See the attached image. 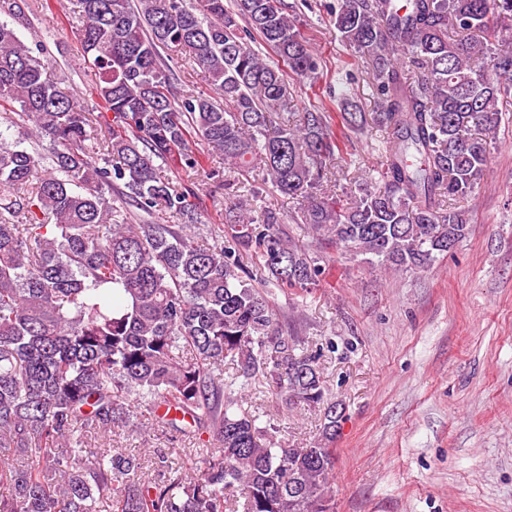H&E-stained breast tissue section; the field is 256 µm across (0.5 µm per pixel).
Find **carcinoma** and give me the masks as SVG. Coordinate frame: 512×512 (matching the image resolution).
I'll list each match as a JSON object with an SVG mask.
<instances>
[{
	"label": "carcinoma",
	"mask_w": 512,
	"mask_h": 512,
	"mask_svg": "<svg viewBox=\"0 0 512 512\" xmlns=\"http://www.w3.org/2000/svg\"><path fill=\"white\" fill-rule=\"evenodd\" d=\"M90 94L112 113L92 142V115L47 62L0 22V109L33 125L39 156L0 142V512H336V435L313 354L280 334L269 288L306 291L333 265L284 239L244 202L211 246L191 231L188 191L155 161L202 168L192 138L224 156L229 176L258 179L301 201L319 242L386 269L423 271L467 231L453 201L473 194L512 92V0H336L330 17L358 54L377 111L269 109L288 74L320 64L285 0H78ZM188 53L216 96L174 92L162 55ZM373 137L379 185L350 175L351 137ZM50 173L26 196L38 172ZM339 193L328 192L329 184ZM53 218L20 228L32 206ZM162 208L180 224H133ZM267 273L263 287L240 265ZM235 366L224 375V365ZM273 380L281 405L324 406L320 448L266 443L271 423L240 413L233 392ZM136 396L161 428H204L212 447L197 476L156 482L140 458L83 448L82 430L145 432Z\"/></svg>",
	"instance_id": "1"
}]
</instances>
